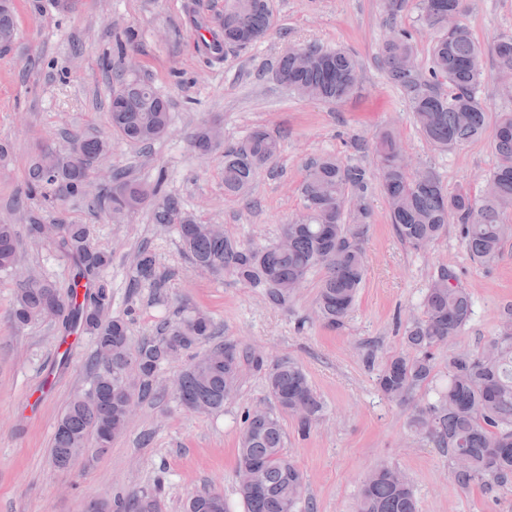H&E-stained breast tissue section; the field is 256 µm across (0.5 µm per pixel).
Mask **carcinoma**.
I'll return each mask as SVG.
<instances>
[{
	"instance_id": "1",
	"label": "carcinoma",
	"mask_w": 512,
	"mask_h": 512,
	"mask_svg": "<svg viewBox=\"0 0 512 512\" xmlns=\"http://www.w3.org/2000/svg\"><path fill=\"white\" fill-rule=\"evenodd\" d=\"M467 0H420L422 23L436 31L429 74L412 66L415 45L402 29L391 31L382 47L388 79L407 95L420 132L433 146L453 149L484 134L488 112L478 92L483 78L482 50L471 39L464 22L448 30V15L465 17ZM274 25L268 0H224V14L214 19L213 40L204 44L207 58L222 59L226 49L247 48L262 40ZM16 35L14 0H0V33ZM308 64L296 66L294 52L279 61L276 77L299 96L337 102L347 98L357 80L356 60L346 52L316 44L303 47ZM490 51L495 56L494 78L512 85V36H502ZM112 131L129 142L151 143L164 137L170 126L169 103L141 79L121 83L108 105ZM496 165L483 195L476 199L462 189L449 190L431 170L421 178L399 161L400 146L393 133L377 141V177L386 198L391 223L400 240L424 249L443 236L452 219L461 222V237L470 255L493 264L505 240L512 238V112L499 113L493 133ZM201 154L224 148V192L250 193L257 175L274 166L280 141L255 129L242 140L223 144L212 126L191 136ZM101 136H70L62 151L42 149L28 161L26 184L30 194L66 202L85 199V186L93 172L91 161L110 149ZM370 172L360 165L324 156L307 169L301 185L304 223L281 225L270 246H241L215 224H206L185 210L180 201L161 191V181L142 183L112 171L109 184L99 188L92 206L107 212L115 207L135 211L149 208L157 224L173 225L181 248L197 270L264 290L269 303L284 307L296 296L294 285L305 282L317 268L324 270L315 301L317 318L326 326L343 325L354 305L365 275L364 242L371 212L359 203L353 223L345 222L349 196L362 198ZM27 234L43 243L37 232L41 212L27 213ZM55 244L72 263V283L62 289L55 282L30 272L16 287L12 321L24 327L44 319L58 320L70 332L94 336L91 364L97 369L91 387L68 402L55 429L52 457L60 469L73 464L75 448L102 454L112 447L128 424V399L139 402L157 397V378L169 359L219 333L211 316L183 304L177 318L162 328L161 336L133 344L126 322L110 318L111 296L102 293L101 274L109 266V253L94 240L86 224L59 222ZM15 225L0 223V271H11L19 254ZM137 281L156 284V260L147 246L140 247ZM422 317L404 327V349L389 356L377 375L383 395L407 402L416 390L433 383L436 365L431 349L450 343L470 317L472 297L458 285L456 274L443 268L426 289ZM135 362L141 373L131 379L126 367ZM263 374L276 410L255 406L243 411L238 435L236 472L249 478L237 481V494L245 512H297L305 478L284 451L286 433L280 415L297 421L307 435L324 411L321 398L306 374L294 362L269 364L255 349L229 339L209 348L179 375L175 392L190 412L218 414L233 398L243 366ZM417 435L448 449L455 484L467 489L484 483L506 489L512 485V308L505 312L498 335L480 350H456L448 355L447 382L435 389L433 401L414 407L409 421ZM101 512H160L157 496L131 492L102 506ZM185 512H226L224 495L206 490L192 496ZM357 512H419L410 479L401 471L381 467L364 479Z\"/></svg>"
}]
</instances>
